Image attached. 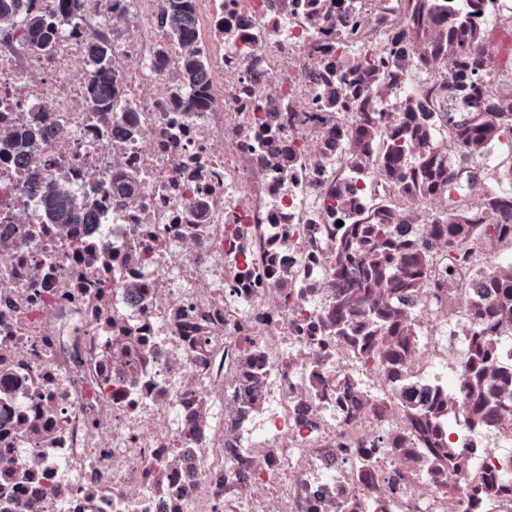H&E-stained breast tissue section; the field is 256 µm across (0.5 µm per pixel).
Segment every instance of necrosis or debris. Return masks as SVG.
Segmentation results:
<instances>
[{
    "mask_svg": "<svg viewBox=\"0 0 512 512\" xmlns=\"http://www.w3.org/2000/svg\"><path fill=\"white\" fill-rule=\"evenodd\" d=\"M404 4L198 0L194 111L168 79L163 0H122L117 37L112 0L68 19L22 0L54 47L0 33V512H512V300L431 230L512 224L502 122L464 151L475 105L448 67L479 55L505 93L512 0H429L424 35ZM94 35L110 112L75 75ZM416 158L451 192L404 189ZM61 183L82 222L46 209ZM366 216L410 248L360 288L338 245ZM380 313L400 357L354 342ZM111 49L107 42L90 38L88 42V100L91 112H110L118 94L115 77L111 74Z\"/></svg>",
    "mask_w": 512,
    "mask_h": 512,
    "instance_id": "4bbe7bcc",
    "label": "necrosis or debris"
}]
</instances>
